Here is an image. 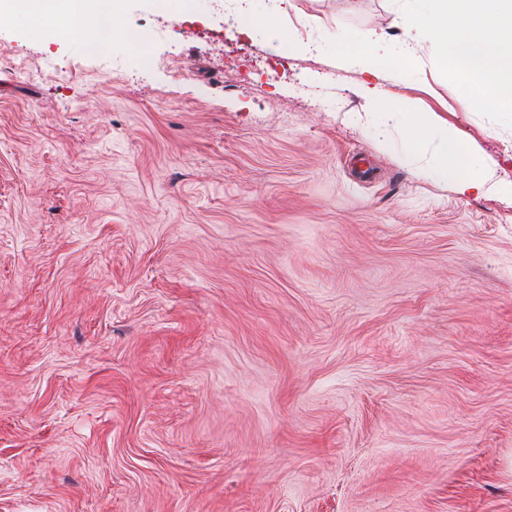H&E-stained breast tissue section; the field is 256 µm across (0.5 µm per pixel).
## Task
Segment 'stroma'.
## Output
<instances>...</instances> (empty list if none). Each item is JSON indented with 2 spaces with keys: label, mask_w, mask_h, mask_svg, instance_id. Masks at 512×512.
<instances>
[{
  "label": "stroma",
  "mask_w": 512,
  "mask_h": 512,
  "mask_svg": "<svg viewBox=\"0 0 512 512\" xmlns=\"http://www.w3.org/2000/svg\"><path fill=\"white\" fill-rule=\"evenodd\" d=\"M291 2L276 50L226 0L0 22V512H512V115L418 0ZM367 31L417 57L373 103ZM399 109L406 112L383 113L403 116L406 141L411 148L417 147L430 136L433 138L439 156L437 174L445 181L450 180L458 194L481 197L498 187V183L493 181V169L477 159L469 160L470 172H465L461 167L460 157L464 142L460 134L448 132V125H434L421 112H409L408 108Z\"/></svg>",
  "instance_id": "obj_1"
}]
</instances>
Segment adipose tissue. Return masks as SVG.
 I'll return each mask as SVG.
<instances>
[{
	"instance_id": "obj_1",
	"label": "adipose tissue",
	"mask_w": 512,
	"mask_h": 512,
	"mask_svg": "<svg viewBox=\"0 0 512 512\" xmlns=\"http://www.w3.org/2000/svg\"><path fill=\"white\" fill-rule=\"evenodd\" d=\"M0 15L24 16L50 29L59 25L83 34L87 43L105 48L117 21L114 0H0ZM416 29L448 41L445 63L464 81L470 96L487 105L512 104V0H429L413 19ZM366 50L365 71L376 79L415 68L411 42L398 54L379 51L377 33L360 36ZM406 141L417 147L426 139L437 145L440 178L452 182L458 194L484 196L497 184L491 167L472 159L461 164L463 139L446 125L433 124L419 112H404Z\"/></svg>"
}]
</instances>
